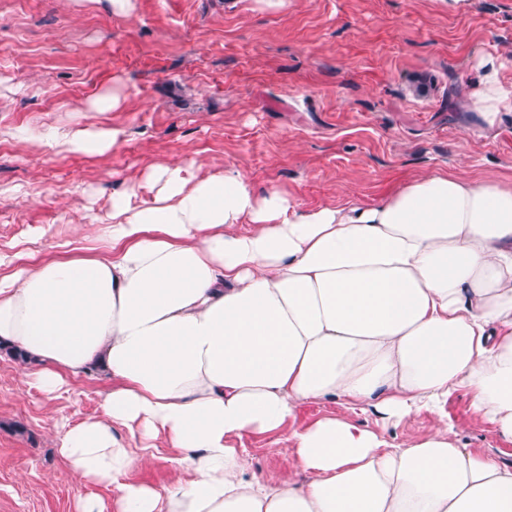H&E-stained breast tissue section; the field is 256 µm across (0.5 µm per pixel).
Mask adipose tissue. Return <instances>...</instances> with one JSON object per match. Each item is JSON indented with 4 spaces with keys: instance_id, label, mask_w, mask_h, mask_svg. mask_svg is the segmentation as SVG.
I'll list each match as a JSON object with an SVG mask.
<instances>
[{
    "instance_id": "obj_1",
    "label": "adipose tissue",
    "mask_w": 512,
    "mask_h": 512,
    "mask_svg": "<svg viewBox=\"0 0 512 512\" xmlns=\"http://www.w3.org/2000/svg\"><path fill=\"white\" fill-rule=\"evenodd\" d=\"M493 57L470 101L487 125L512 112ZM120 129L31 143L70 154L116 147ZM139 199L112 196L88 259L16 264L0 254V345L22 351L42 393L68 377L112 382L98 414L61 427L74 512H512V466L457 447L447 422L397 446L348 416L292 436L303 479L249 475L233 439L276 432L309 401L383 422L435 413L457 389L512 440V185L432 174L382 203L302 210L237 170L158 164ZM164 439L181 478L124 482L120 429Z\"/></svg>"
}]
</instances>
